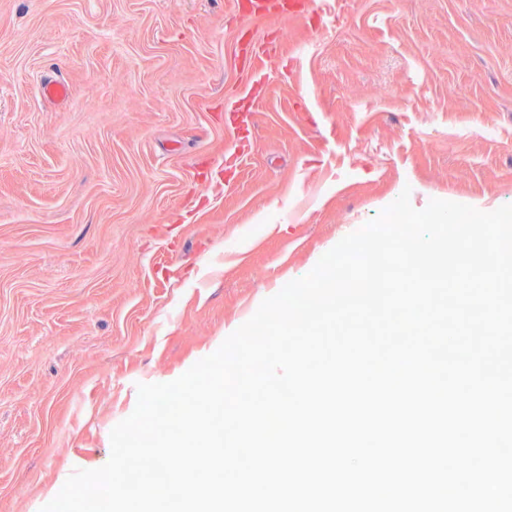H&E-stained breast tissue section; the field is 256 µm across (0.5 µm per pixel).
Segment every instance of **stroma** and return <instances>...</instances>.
Returning <instances> with one entry per match:
<instances>
[{
  "label": "stroma",
  "mask_w": 512,
  "mask_h": 512,
  "mask_svg": "<svg viewBox=\"0 0 512 512\" xmlns=\"http://www.w3.org/2000/svg\"><path fill=\"white\" fill-rule=\"evenodd\" d=\"M406 188L512 204V0H0V512Z\"/></svg>",
  "instance_id": "1"
}]
</instances>
